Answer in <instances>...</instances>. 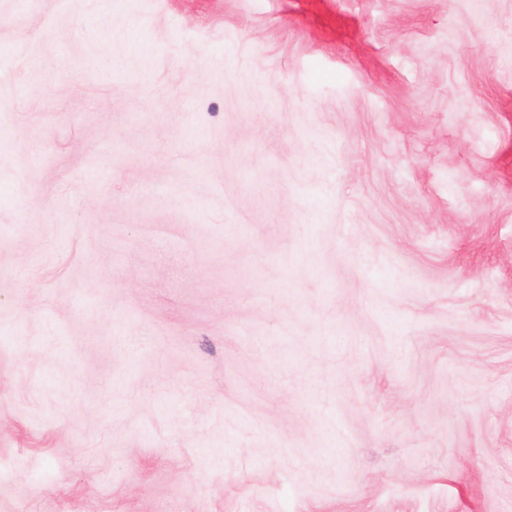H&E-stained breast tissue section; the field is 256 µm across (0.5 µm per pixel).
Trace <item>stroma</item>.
Segmentation results:
<instances>
[{
  "label": "stroma",
  "mask_w": 512,
  "mask_h": 512,
  "mask_svg": "<svg viewBox=\"0 0 512 512\" xmlns=\"http://www.w3.org/2000/svg\"><path fill=\"white\" fill-rule=\"evenodd\" d=\"M0 512H512V0H0Z\"/></svg>",
  "instance_id": "stroma-1"
}]
</instances>
